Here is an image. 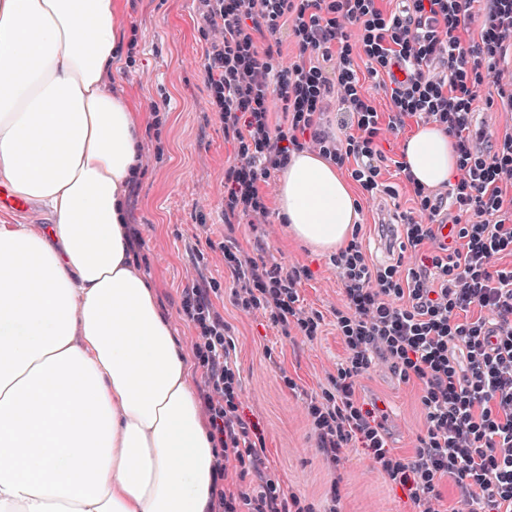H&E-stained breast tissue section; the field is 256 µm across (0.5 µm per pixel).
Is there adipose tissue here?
<instances>
[{
    "instance_id": "1",
    "label": "adipose tissue",
    "mask_w": 512,
    "mask_h": 512,
    "mask_svg": "<svg viewBox=\"0 0 512 512\" xmlns=\"http://www.w3.org/2000/svg\"><path fill=\"white\" fill-rule=\"evenodd\" d=\"M121 0H0V182L53 224L0 222V512H206L212 445L167 318L129 258L123 211L139 116L107 79ZM419 184L457 168L419 126ZM293 234L321 250L359 213L316 153L280 184Z\"/></svg>"
}]
</instances>
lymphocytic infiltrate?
Listing matches in <instances>:
<instances>
[{"label": "lymphocytic infiltrate", "mask_w": 512, "mask_h": 512, "mask_svg": "<svg viewBox=\"0 0 512 512\" xmlns=\"http://www.w3.org/2000/svg\"><path fill=\"white\" fill-rule=\"evenodd\" d=\"M204 43L208 109L236 157L224 169V271L231 302L278 335L314 341L333 322L346 348L327 387L302 397L315 450L331 476L323 507L288 490L269 465L263 433L240 400L232 327L216 303L221 286L199 272L178 313L195 332L196 398L214 448L207 512H341V469L362 449L414 512H512V130L487 138L476 102L512 110V0H194ZM442 68L435 76L434 68ZM388 99L378 111L365 88ZM341 117L330 125L327 114ZM433 124L452 139L458 178L446 191L419 185L390 162L384 131ZM313 151L347 172L363 195L398 198L400 258L374 263L363 227L329 257L341 284L332 320L304 306L308 265L267 257L273 210L263 186L295 153ZM395 166L403 186L383 172ZM148 169L127 186L132 263L149 267L137 222ZM247 226L251 246L236 234ZM387 363L418 391L423 428L412 453L388 445L383 408L362 401L359 381ZM454 484L457 504L444 508Z\"/></svg>", "instance_id": "obj_1"}]
</instances>
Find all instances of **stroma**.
<instances>
[{"mask_svg":"<svg viewBox=\"0 0 512 512\" xmlns=\"http://www.w3.org/2000/svg\"><path fill=\"white\" fill-rule=\"evenodd\" d=\"M119 22L125 31L138 25L144 49L136 70L117 79L119 92L145 122L150 119L149 99L162 95L169 104L165 155L142 184L137 212L150 263L147 279L158 306L183 356H190L194 331L181 320L178 302L182 288L196 277L186 246L198 245L207 257V275L221 285L219 301L234 328L243 377L241 401L260 423L270 463L291 491L320 498L329 474L314 448L301 403L283 387L280 374L288 372L307 390H318L344 359V344L331 325L312 342L283 338L229 303L231 282L219 248L224 239L220 208L224 167L234 148L225 141L219 120L206 117L203 47L192 0H140L137 8H124ZM202 210L210 213L211 224H197ZM266 230L277 258L313 270V278L300 290L305 305L330 314L341 302V290L327 252L296 240L288 225L276 222ZM360 395L366 402L385 404L390 446L410 453L423 425L416 388L381 364L361 380ZM343 474V512H413L412 504L385 483L366 455L350 453Z\"/></svg>","mask_w":512,"mask_h":512,"instance_id":"obj_1","label":"stroma"}]
</instances>
